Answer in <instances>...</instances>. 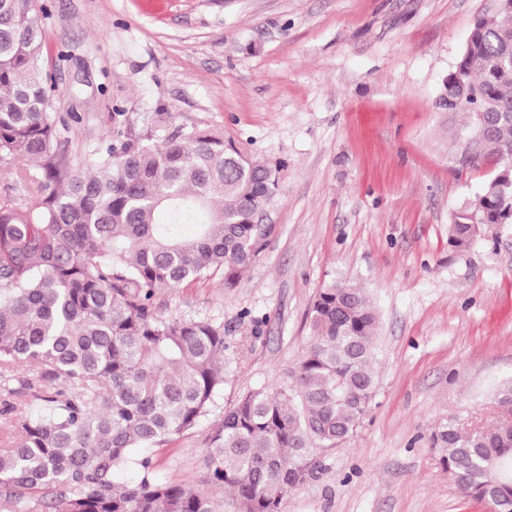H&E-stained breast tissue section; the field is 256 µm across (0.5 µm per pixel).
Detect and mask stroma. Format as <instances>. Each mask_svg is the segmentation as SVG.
<instances>
[{
	"label": "stroma",
	"instance_id": "stroma-1",
	"mask_svg": "<svg viewBox=\"0 0 512 512\" xmlns=\"http://www.w3.org/2000/svg\"><path fill=\"white\" fill-rule=\"evenodd\" d=\"M52 116L89 169L118 135L212 128L277 165L263 247L237 287L157 292L158 315L223 324L224 390L190 430L149 447L157 481L207 487L202 456L226 409L283 381L332 280L379 317L376 396L320 453L283 512H490L440 464L431 429L491 424L512 379V225L448 246L455 208L492 174L460 162L448 74L495 0H37ZM40 372L0 368L7 423L45 404Z\"/></svg>",
	"mask_w": 512,
	"mask_h": 512
}]
</instances>
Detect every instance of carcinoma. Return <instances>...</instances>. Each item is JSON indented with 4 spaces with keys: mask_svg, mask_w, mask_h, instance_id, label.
<instances>
[{
    "mask_svg": "<svg viewBox=\"0 0 512 512\" xmlns=\"http://www.w3.org/2000/svg\"><path fill=\"white\" fill-rule=\"evenodd\" d=\"M512 0L476 19L448 80L468 105L461 127L494 173L457 208L448 244L467 248L512 224ZM42 32L29 0H0V160H22L35 201L0 198V368L38 366L49 411L13 423L0 448L7 512L25 499L58 512H214L210 496L160 483H112L130 451L191 429L224 389V325L166 318L156 292L219 274L235 288L260 250L258 215L276 194L275 169L241 155L209 129L160 142L116 140L88 173L65 153L48 108L54 85L40 66ZM309 339L285 380L224 411L204 453L208 481L237 512H282L316 455L356 429L376 390L378 316L363 288L332 282L310 312ZM498 416L430 434L463 496L512 512V381Z\"/></svg>",
    "mask_w": 512,
    "mask_h": 512,
    "instance_id": "1",
    "label": "carcinoma"
}]
</instances>
